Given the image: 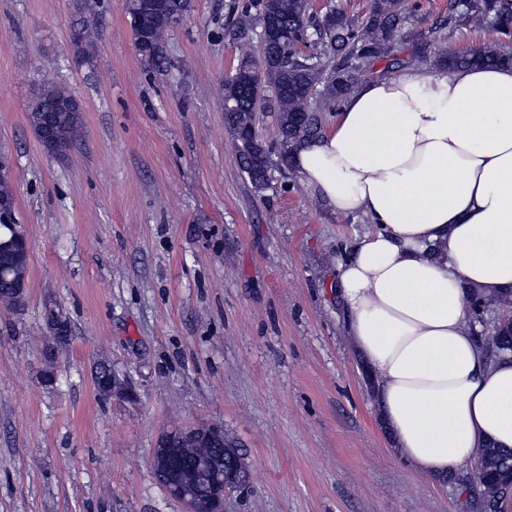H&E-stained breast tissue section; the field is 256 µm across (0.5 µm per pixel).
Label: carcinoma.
Listing matches in <instances>:
<instances>
[{
	"mask_svg": "<svg viewBox=\"0 0 512 512\" xmlns=\"http://www.w3.org/2000/svg\"><path fill=\"white\" fill-rule=\"evenodd\" d=\"M150 0H127L134 36V47L148 69L159 67L165 60V40L173 20L186 17L194 8L193 0H165L166 12L154 15L144 8ZM470 0H457L448 13L436 22L440 30H452L462 14L469 10ZM481 13L489 18L498 34L497 40L476 50L448 53L434 41L421 37L410 49L400 47L399 34L409 19L403 4L393 0H371L364 28H359L347 13L335 8L321 16L310 9L309 0H231L224 19V37L241 39L254 28H264L270 18L276 20V32L264 57L257 61L245 54L259 73L265 87L276 94L270 108L276 127V137L267 144L260 139L254 112L256 106L244 76L231 71L224 77V122L233 137L239 165L251 183L263 179L272 157L290 158L297 144L313 141L324 131L326 113L359 84L367 71L377 77H389L407 67L440 70L448 67L512 65V0H477ZM297 42L304 43L310 54H299ZM71 95L50 85L41 90L33 101L30 116L54 112L67 103ZM82 132L80 110H74L65 123L63 136L76 143ZM0 209H15L11 182L0 179ZM501 298H490L474 290L467 295L471 321H479L488 308L499 305ZM17 296L14 279L0 273V303L8 307L22 304ZM488 362L512 358V327L492 330L479 340ZM224 454V441L200 450L182 449L185 465L200 469L211 457ZM505 452L487 446L476 450L477 459L494 468ZM476 491L472 505L476 512H498L506 494L488 499L483 481L478 475L464 480Z\"/></svg>",
	"mask_w": 512,
	"mask_h": 512,
	"instance_id": "carcinoma-1",
	"label": "carcinoma"
}]
</instances>
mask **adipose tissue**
<instances>
[{
	"mask_svg": "<svg viewBox=\"0 0 512 512\" xmlns=\"http://www.w3.org/2000/svg\"><path fill=\"white\" fill-rule=\"evenodd\" d=\"M292 167L374 226L344 246L336 296L399 455L435 481L512 448V361L486 363L465 301L512 291V67L361 82Z\"/></svg>",
	"mask_w": 512,
	"mask_h": 512,
	"instance_id": "ef3b65f1",
	"label": "adipose tissue"
}]
</instances>
